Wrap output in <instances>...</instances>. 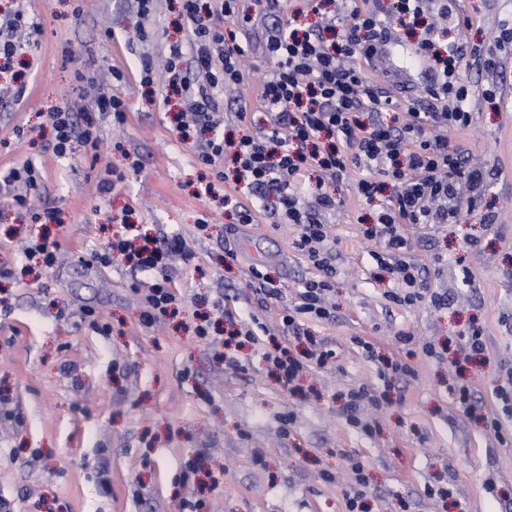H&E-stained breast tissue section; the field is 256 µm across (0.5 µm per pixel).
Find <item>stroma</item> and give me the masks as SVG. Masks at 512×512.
<instances>
[{
    "mask_svg": "<svg viewBox=\"0 0 512 512\" xmlns=\"http://www.w3.org/2000/svg\"><path fill=\"white\" fill-rule=\"evenodd\" d=\"M448 3L453 19L468 25L452 20L437 40L463 45L460 76L472 88V123L448 131V142L482 169L481 194L461 202L457 220L405 225L407 253L429 294L401 306L376 261L382 242L364 234L386 193L368 199L353 180L330 184L341 201L325 217L336 269L332 316L305 327L336 359L310 364L293 391L269 375L263 355L304 282L321 272L295 249L297 229L280 221L275 196L258 203L256 223H235L232 201L250 196L244 184L218 179L230 160L200 165L199 131L172 121L176 99L162 66L170 42L184 46L181 75H196L178 0H157L136 41L134 0H0V17L19 8L27 25L25 93L0 100V175L27 162L38 172L27 208L0 186V266L10 271L0 277V398L15 413L0 419V496L13 512H184L183 501L197 498L208 512H347L357 462L366 475L363 512H512V442L497 441L480 420L501 412L496 389L512 380V42L498 39L512 0ZM241 7L252 16L239 34L244 81L224 96L223 135L243 130L239 106L260 113L272 67L263 51L267 0ZM422 37V26H397L392 43L360 65L369 83L391 91L384 120H405L425 102ZM487 56L498 59L496 69L482 65ZM145 58L157 65L150 86L141 83ZM88 68L124 100L126 121L116 126L111 113H97V151L60 159L47 114L94 107L80 78ZM111 169L124 179L101 193ZM46 209L57 211L58 223L33 220ZM124 216L143 236H182L193 254L168 266L178 311L152 326L139 320L151 273L132 270L117 253L104 267L93 259L121 233ZM45 235L58 242L60 260L27 273L22 245ZM256 269L263 279L253 277ZM266 281L276 296H263ZM435 292L444 303L431 301ZM228 311L256 335L238 370L225 363L223 347L194 334L200 314L220 322ZM474 326L485 356L466 363L461 347ZM427 344L436 355L425 354ZM388 360L408 364L412 375L383 373ZM464 383L473 386L476 413L456 400ZM363 386L381 397L360 411L368 435L344 415ZM200 452L218 486L181 481L185 462Z\"/></svg>",
    "mask_w": 512,
    "mask_h": 512,
    "instance_id": "obj_1",
    "label": "stroma"
}]
</instances>
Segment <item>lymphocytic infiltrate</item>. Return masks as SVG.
<instances>
[{"mask_svg":"<svg viewBox=\"0 0 512 512\" xmlns=\"http://www.w3.org/2000/svg\"><path fill=\"white\" fill-rule=\"evenodd\" d=\"M181 16L193 34L191 47L199 77L182 81L176 72L181 44L169 47L167 70L177 86L193 125L209 135L198 153L200 164L214 165L216 158L232 157L237 171L249 182L251 194L262 200L276 195L280 219L294 224L296 249L318 267L322 275L303 284L300 301L292 313L280 319L283 331L301 337L304 319L326 320L330 311L326 297L332 288L334 269L327 249L324 221L335 211L334 196L320 187L302 188L301 178L312 170L333 180L360 171L356 185L360 195L373 197L381 184L394 192L366 235L383 241L385 251L377 255L380 268L392 274L401 286L394 302L415 303L426 290L420 265L405 254L402 233L407 224H444L456 218L461 183L478 189L482 175L464 171L460 148L449 146L447 130H463L471 124L469 90L459 78L461 48L439 46L433 26H426L421 52L428 55L430 73L425 87L436 103L433 111L410 112L402 125L380 120L376 108L378 91L367 83L357 60H369L392 40L391 15L420 18L436 11L447 18V0H397L395 10L382 4L363 10L346 9L349 21L337 40H327L324 29L299 31L291 20H274L264 43L265 55L274 69L261 85L264 124L256 133L239 139L215 138L220 126L219 96L225 87L243 81L246 49L238 37L250 22L240 11L239 0H180ZM55 133L52 152L66 158L77 146L96 149L97 122L88 109L57 108L48 115ZM133 225H125L118 248L133 262L134 270L148 272L153 281L143 295V324L152 325L173 316L176 297L162 257L175 254L190 259L186 242L164 238L159 245L138 244ZM336 353L311 342L301 356L273 357L271 366L283 385H290L310 362L327 365Z\"/></svg>","mask_w":512,"mask_h":512,"instance_id":"obj_1","label":"lymphocytic infiltrate"}]
</instances>
